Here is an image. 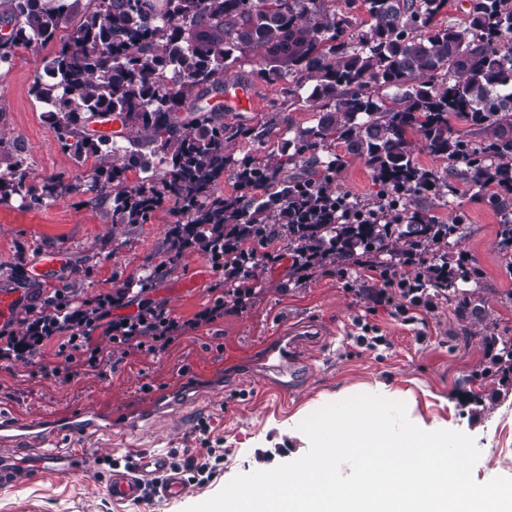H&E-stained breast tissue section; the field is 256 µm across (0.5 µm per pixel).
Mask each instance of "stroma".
<instances>
[{"instance_id":"obj_1","label":"stroma","mask_w":512,"mask_h":512,"mask_svg":"<svg viewBox=\"0 0 512 512\" xmlns=\"http://www.w3.org/2000/svg\"><path fill=\"white\" fill-rule=\"evenodd\" d=\"M45 49L22 46L9 71L0 72V168L10 162L9 147L29 156L28 181L64 174L86 182L90 166L76 165L60 149L40 103L30 94L44 70ZM439 222L463 220L465 236L454 254L479 270L459 299L434 313L414 311L412 319L372 309L370 293L382 282L373 263L340 266L325 262L311 277H293L288 261L259 262L254 277L262 287L254 306L228 313L175 340L162 356L137 353L100 377L83 374L62 384L20 360L0 361V413L35 420L71 417L96 408L111 417L112 432L82 439L56 436L53 445L79 453L84 469L73 474L35 475L0 484V512H184L219 492L236 475L269 470L303 455L309 442L295 430L300 416L335 402L337 394L379 384L396 399L409 401L416 415L462 429L483 451L473 469L477 482L512 477V463L501 451L512 448V383L483 376L489 339L512 341V255L497 236L499 218L483 200L460 194L450 208L436 210ZM171 218L156 213L152 223L113 231L103 207L85 196L61 194L40 208L18 197L0 202V279L12 271L28 277L14 293L27 307L42 292L76 281L94 297L121 288L140 268L164 258ZM55 250L64 261L50 279L32 276L41 252ZM224 287L206 257L188 253L173 271L158 276L147 297L178 317L189 319ZM313 335L294 339L293 354L306 367L302 383L283 391L250 364L258 346L300 324ZM372 325L385 344L368 349L355 342L362 325ZM176 395L178 406L153 409L156 397ZM222 458L207 479L190 482L178 499L143 497L117 502L106 481L114 468H126L132 454L162 451L170 461L197 455L201 423Z\"/></svg>"}]
</instances>
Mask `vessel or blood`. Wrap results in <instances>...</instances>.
<instances>
[{"mask_svg": "<svg viewBox=\"0 0 512 512\" xmlns=\"http://www.w3.org/2000/svg\"><path fill=\"white\" fill-rule=\"evenodd\" d=\"M255 366L281 376V388L296 382L299 372L292 366L289 346L284 339L273 338L259 348ZM111 424L105 423L101 413L89 409L77 417L61 420L45 418L23 422L16 417L0 415V482L18 481L31 474H65L79 470L81 460L70 449L49 447V438L55 434H73L84 437L109 434ZM27 440L31 447L24 458L6 452L7 444ZM164 499L180 497L185 483L179 472L172 469L166 456L159 453L138 454L134 465L125 472L112 475L106 483L108 494L116 501H129L142 495L145 489Z\"/></svg>", "mask_w": 512, "mask_h": 512, "instance_id": "b4317fda", "label": "vessel or blood"}]
</instances>
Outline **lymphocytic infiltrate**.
I'll list each match as a JSON object with an SVG mask.
<instances>
[{"mask_svg": "<svg viewBox=\"0 0 512 512\" xmlns=\"http://www.w3.org/2000/svg\"><path fill=\"white\" fill-rule=\"evenodd\" d=\"M447 269L434 270L430 279L380 270L382 286L371 300L377 306L393 307L395 314L405 315L419 309L429 313L447 301V294L437 285L446 279ZM52 307L31 313L24 336H17L11 323L0 325V361L25 359L39 364L48 378L70 381L75 369L99 373L103 369L117 370L120 362L112 356L113 346L131 353L144 350L159 355L165 353L173 340L204 323L213 322L224 311L242 312L250 308L257 296V287L246 283L242 288L225 289L222 297L183 320L166 309L148 302L140 303L133 315L123 314L127 291L84 298L58 291ZM102 332L108 346L97 345L94 332Z\"/></svg>", "mask_w": 512, "mask_h": 512, "instance_id": "1", "label": "lymphocytic infiltrate"}]
</instances>
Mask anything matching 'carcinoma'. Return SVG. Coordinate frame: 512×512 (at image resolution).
<instances>
[{
  "instance_id": "cac0c4a2",
  "label": "carcinoma",
  "mask_w": 512,
  "mask_h": 512,
  "mask_svg": "<svg viewBox=\"0 0 512 512\" xmlns=\"http://www.w3.org/2000/svg\"><path fill=\"white\" fill-rule=\"evenodd\" d=\"M447 22L448 0H0V69L20 45L52 46L36 100L61 149L93 176L28 184L24 152L0 171V201L29 208L65 191L111 201L112 227L173 217L164 252H188L255 269L276 242L337 264L369 256L395 268L431 255L451 264L466 227L432 209L456 187L489 194L501 250L512 251V0H465ZM361 10L369 23L358 24ZM301 46L285 65L269 62L282 29ZM250 70H244V66ZM276 89L255 119L210 99L227 84ZM312 112L306 126L284 112ZM110 114L121 129L100 134ZM464 126L455 130L450 118ZM264 156L240 153V143ZM342 147L343 152L336 151ZM421 147L444 168L416 162ZM364 161L380 191L351 198L337 177L345 156ZM137 175L128 182L127 172ZM234 191H220L224 174Z\"/></svg>"
}]
</instances>
